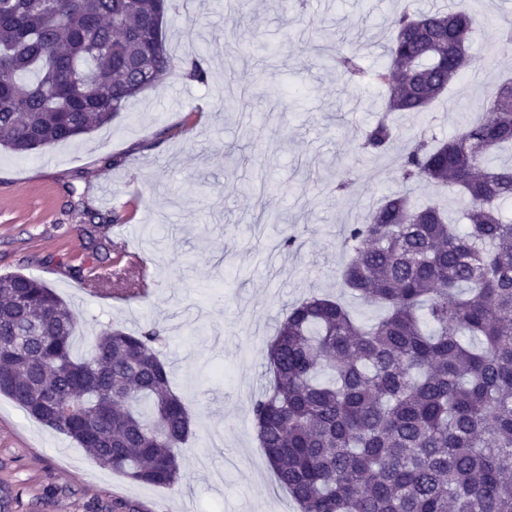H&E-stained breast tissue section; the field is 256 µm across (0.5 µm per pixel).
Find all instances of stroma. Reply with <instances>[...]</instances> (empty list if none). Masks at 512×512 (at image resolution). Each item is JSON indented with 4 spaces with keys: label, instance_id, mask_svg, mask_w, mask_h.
<instances>
[{
    "label": "stroma",
    "instance_id": "1",
    "mask_svg": "<svg viewBox=\"0 0 512 512\" xmlns=\"http://www.w3.org/2000/svg\"><path fill=\"white\" fill-rule=\"evenodd\" d=\"M246 2L237 43L224 0H195L166 18L175 55L201 61L207 82L174 71L78 140L0 152V275L43 279L86 344L106 326L161 328L157 351L192 421L182 480L162 488L113 473L1 396L0 512H112L120 500L139 512H297L252 422L272 379L266 346L296 302L343 296V229L400 189L393 158L409 137L456 134L485 91L512 77V49L488 53L512 14L501 0H467L478 28L466 74L426 111L396 115L388 152L364 155L357 143L385 90L351 88L322 61L345 47L367 70L386 65L395 14L423 0H290L280 11ZM221 87L235 92L227 112ZM344 178L352 186L342 199ZM86 211L130 227L129 246L152 260L146 297L116 305L69 275L94 235ZM290 234L300 250L281 249Z\"/></svg>",
    "mask_w": 512,
    "mask_h": 512
}]
</instances>
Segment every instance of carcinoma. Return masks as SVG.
Listing matches in <instances>:
<instances>
[{"instance_id": "1", "label": "carcinoma", "mask_w": 512, "mask_h": 512, "mask_svg": "<svg viewBox=\"0 0 512 512\" xmlns=\"http://www.w3.org/2000/svg\"><path fill=\"white\" fill-rule=\"evenodd\" d=\"M177 0H0V148L24 156L109 123L171 73L163 26ZM463 7L392 21L389 64L354 49L330 64L386 87V112H422L469 65ZM395 128L368 126L381 155ZM512 79L455 135H421L394 157L404 185L437 184L465 204L459 232L436 203L387 194L345 225L342 288L384 314L364 326L339 299L293 304L267 344L273 387L253 402L257 437L298 512H512ZM86 288L123 262L114 220L90 216ZM75 318L41 279L0 275V395L127 479L172 488L190 420L154 344L160 330L111 328L73 355Z\"/></svg>"}]
</instances>
